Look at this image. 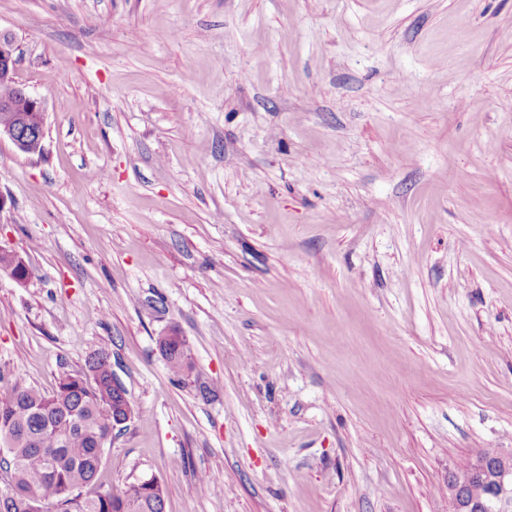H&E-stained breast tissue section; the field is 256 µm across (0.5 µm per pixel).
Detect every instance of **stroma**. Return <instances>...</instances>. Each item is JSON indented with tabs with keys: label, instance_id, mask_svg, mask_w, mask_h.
Masks as SVG:
<instances>
[{
	"label": "stroma",
	"instance_id": "stroma-1",
	"mask_svg": "<svg viewBox=\"0 0 512 512\" xmlns=\"http://www.w3.org/2000/svg\"><path fill=\"white\" fill-rule=\"evenodd\" d=\"M0 397L95 351L165 512H448L512 449V0H0ZM186 340L176 379L157 340ZM2 35V33H1ZM0 35V80L10 81L14 83L16 89V97L12 100H1L0 109L13 110L17 114L15 122L12 124H0V140L7 137L12 144L22 153L24 151L25 138L21 135L20 124L29 123L32 115H36L34 120L39 126V130L45 137V110L37 98L33 97L24 87L17 84L15 80V72L17 68L18 58L15 56L16 48L13 43H2ZM14 87L5 82L0 81V99L12 98L14 96Z\"/></svg>",
	"mask_w": 512,
	"mask_h": 512
}]
</instances>
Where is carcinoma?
Returning a JSON list of instances; mask_svg holds the SVG:
<instances>
[{"mask_svg":"<svg viewBox=\"0 0 512 512\" xmlns=\"http://www.w3.org/2000/svg\"><path fill=\"white\" fill-rule=\"evenodd\" d=\"M170 372L189 369L183 346L164 354ZM114 374L101 350L86 370L60 372L53 392L14 382L0 398V512H163L164 487L128 483L121 491L96 490L112 445V415L132 409L128 395L112 393Z\"/></svg>","mask_w":512,"mask_h":512,"instance_id":"carcinoma-1","label":"carcinoma"}]
</instances>
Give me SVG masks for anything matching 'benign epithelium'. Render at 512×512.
<instances>
[{
    "mask_svg": "<svg viewBox=\"0 0 512 512\" xmlns=\"http://www.w3.org/2000/svg\"><path fill=\"white\" fill-rule=\"evenodd\" d=\"M14 43L0 42V80L15 81L18 58ZM16 97L1 100L0 109L17 113L12 124H0V138H8L19 150L24 151L25 138L21 135L20 124L35 120L40 131H45V110L37 98L24 87L15 85ZM489 478L493 482V493L485 501H463L457 512H512V452L500 451L492 464H475L453 472L448 483V494H454L463 485Z\"/></svg>",
    "mask_w": 512,
    "mask_h": 512,
    "instance_id": "obj_1",
    "label": "benign epithelium"
}]
</instances>
